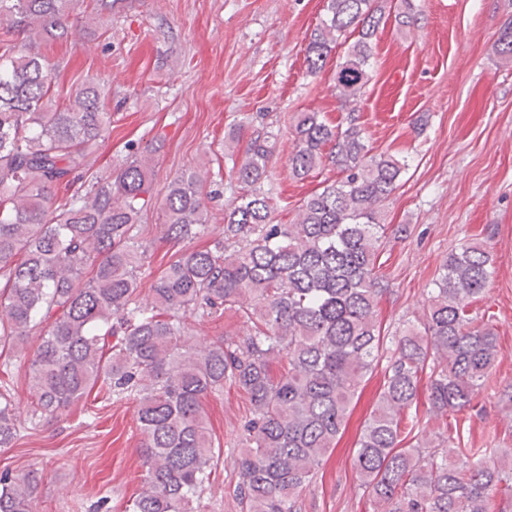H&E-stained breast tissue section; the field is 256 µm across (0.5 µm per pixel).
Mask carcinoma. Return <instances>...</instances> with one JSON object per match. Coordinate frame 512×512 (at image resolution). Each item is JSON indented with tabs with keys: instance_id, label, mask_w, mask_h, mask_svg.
<instances>
[{
	"instance_id": "1",
	"label": "carcinoma",
	"mask_w": 512,
	"mask_h": 512,
	"mask_svg": "<svg viewBox=\"0 0 512 512\" xmlns=\"http://www.w3.org/2000/svg\"><path fill=\"white\" fill-rule=\"evenodd\" d=\"M382 0H327L306 46L307 73L322 72L339 39L358 32L337 66L333 90L345 110L334 125L320 112L294 116L293 177L324 166L334 181L305 200L293 224L274 223L262 190L277 134L259 123L228 173L235 198L224 229L209 237L207 172L188 169L167 185L160 238L176 245L160 266L151 302L137 300L148 259L141 223L152 196L155 147L133 152L108 176L83 171L86 152L112 132L95 80L65 108L52 103L45 57L26 45L0 53V374L41 336L28 359L34 424L54 418L94 387L136 403L144 434L143 485L133 512H193L211 475L214 445L204 398L229 384L249 396L238 480L240 512H301L300 496L343 436L373 374L380 388L355 443L359 486L373 512H512V467L500 448H448L426 437L406 446L404 418L427 380L429 411L471 407L498 359V336L468 304L494 268L484 240L448 254L420 325L385 336L377 263L392 230L382 213L409 160L373 154L358 103L372 77V39ZM78 0H0V20L28 37L59 39ZM512 62V25L496 42ZM235 310L246 331L199 351L188 321ZM58 311L50 319L52 311ZM114 342H109V338ZM25 428L0 389V447ZM27 473L0 474V512H33Z\"/></svg>"
}]
</instances>
